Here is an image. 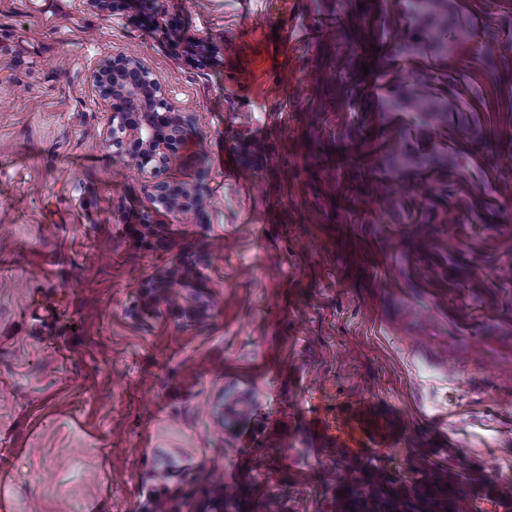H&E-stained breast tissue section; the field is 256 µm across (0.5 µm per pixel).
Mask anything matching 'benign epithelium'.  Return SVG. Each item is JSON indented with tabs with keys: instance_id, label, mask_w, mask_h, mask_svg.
<instances>
[{
	"instance_id": "1",
	"label": "benign epithelium",
	"mask_w": 512,
	"mask_h": 512,
	"mask_svg": "<svg viewBox=\"0 0 512 512\" xmlns=\"http://www.w3.org/2000/svg\"><path fill=\"white\" fill-rule=\"evenodd\" d=\"M189 53L209 64L216 48L190 41ZM101 105L111 113L107 139L115 153L149 174L150 210L195 216L204 206L208 187L200 172L188 182H170L160 175L170 161L187 150L186 117L175 111L151 73L130 57H106L92 72Z\"/></svg>"
}]
</instances>
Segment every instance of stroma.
<instances>
[{
    "mask_svg": "<svg viewBox=\"0 0 512 512\" xmlns=\"http://www.w3.org/2000/svg\"><path fill=\"white\" fill-rule=\"evenodd\" d=\"M295 2L155 0L147 25L141 0H0V512H398L420 464L512 512V81L479 42L512 40V0H456L479 39L446 58L393 48L401 0ZM111 55L191 119L166 178L207 173L157 249L126 231L149 180L107 140ZM410 82L442 122L390 109ZM186 257L205 314L187 288L147 305ZM360 402L402 433L357 457L319 427Z\"/></svg>",
    "mask_w": 512,
    "mask_h": 512,
    "instance_id": "1",
    "label": "stroma"
}]
</instances>
